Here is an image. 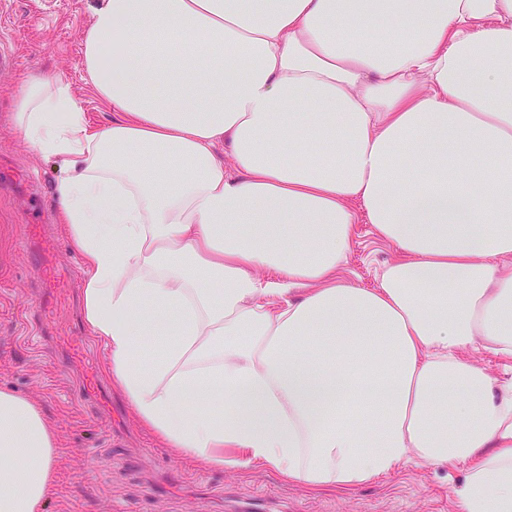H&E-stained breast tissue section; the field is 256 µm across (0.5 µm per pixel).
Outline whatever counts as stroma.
<instances>
[{"mask_svg":"<svg viewBox=\"0 0 512 512\" xmlns=\"http://www.w3.org/2000/svg\"><path fill=\"white\" fill-rule=\"evenodd\" d=\"M0 28L13 58L0 64V388L33 398L53 420L59 440L57 482L45 512H231L250 500L267 512H455L463 470L413 462L351 493H313L254 468L245 473L178 463L159 448L129 404L113 394L111 408L87 396L80 374L105 362L87 338L84 357L69 360L51 339L69 335L82 317L81 259L56 220L54 187L61 172L38 158L7 122L20 79L41 68L68 81L90 120L111 111L81 80V35L90 0H6ZM54 239L53 295L42 304L43 272L32 261L26 225ZM394 250L368 224L356 225L344 277L363 288L377 284Z\"/></svg>","mask_w":512,"mask_h":512,"instance_id":"1","label":"stroma"}]
</instances>
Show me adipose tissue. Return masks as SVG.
Masks as SVG:
<instances>
[{"label":"adipose tissue","instance_id":"adipose-tissue-1","mask_svg":"<svg viewBox=\"0 0 512 512\" xmlns=\"http://www.w3.org/2000/svg\"><path fill=\"white\" fill-rule=\"evenodd\" d=\"M81 44L111 122L43 71L10 122L157 445L312 492L461 467L456 512H512V378L470 359L512 361V0H95ZM359 222L373 288L340 280ZM58 454L0 389V512H43Z\"/></svg>","mask_w":512,"mask_h":512}]
</instances>
